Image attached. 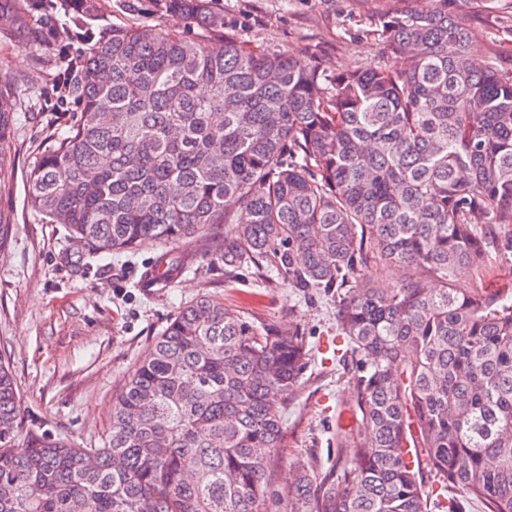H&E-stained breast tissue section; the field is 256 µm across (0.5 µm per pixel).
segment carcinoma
I'll return each mask as SVG.
<instances>
[{
    "label": "carcinoma",
    "instance_id": "cac0c4a2",
    "mask_svg": "<svg viewBox=\"0 0 512 512\" xmlns=\"http://www.w3.org/2000/svg\"><path fill=\"white\" fill-rule=\"evenodd\" d=\"M377 34L400 67H298L224 31L211 0H130L224 36L108 22L100 0H0V38L42 47L33 74L0 71V157L21 87L49 66L76 107L29 171L28 203L95 254L206 242L224 225V276L272 272L336 298L331 361L356 427L336 462H292L283 512H512V296L464 288L488 240L512 236V66L477 57L457 14L386 0ZM65 22L67 33L54 31ZM0 211V252L12 243ZM196 261L146 269L165 288ZM373 263L407 269L391 288ZM303 334L199 298L170 319L116 398L97 448L38 440L0 355V512H268Z\"/></svg>",
    "mask_w": 512,
    "mask_h": 512
}]
</instances>
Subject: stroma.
<instances>
[{
	"instance_id": "obj_1",
	"label": "stroma",
	"mask_w": 512,
	"mask_h": 512,
	"mask_svg": "<svg viewBox=\"0 0 512 512\" xmlns=\"http://www.w3.org/2000/svg\"><path fill=\"white\" fill-rule=\"evenodd\" d=\"M224 26L245 44L288 49L303 63L319 59L334 69L392 64L375 33L382 0H216ZM460 14L479 54L496 51L512 59V27L494 13L472 6ZM5 167L0 170V208L15 219L13 242L0 253V352L12 365L20 394L15 446L32 440L70 439L99 446L112 427V404L151 342L183 306L206 296L241 311L250 320L280 330L301 325L308 349L320 350L336 334V305L330 297L301 292L286 281L265 283L253 272L228 278L211 252L220 248L223 226H215L210 252L196 243L190 270L165 288L145 287L141 275L162 252L150 243L133 252L95 255L73 243L64 225L49 224L27 204V176L45 145L59 106L49 81L27 86ZM485 270L462 277L512 295V247L490 243ZM348 398L335 365L309 368L288 403L285 451L275 466L274 489L287 487L290 455L315 450L322 465L336 456L337 425L354 426L341 412Z\"/></svg>"
}]
</instances>
